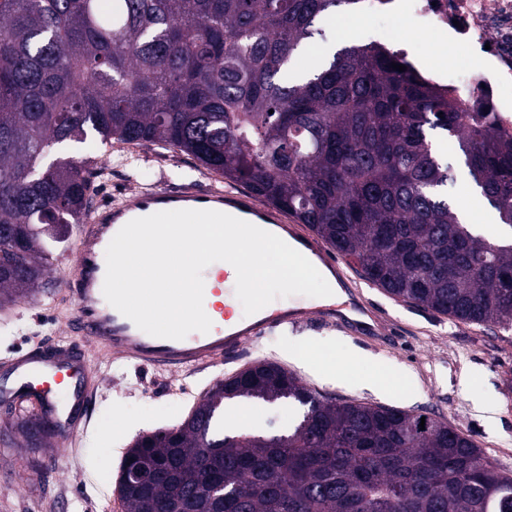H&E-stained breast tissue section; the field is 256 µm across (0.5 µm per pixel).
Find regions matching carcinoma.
Instances as JSON below:
<instances>
[{
  "mask_svg": "<svg viewBox=\"0 0 512 512\" xmlns=\"http://www.w3.org/2000/svg\"><path fill=\"white\" fill-rule=\"evenodd\" d=\"M354 0H0V303L48 285L112 143L176 149L309 227L362 277L460 322L512 328V238H483L448 200L456 171L512 230V140L391 63L342 46L301 73L318 26ZM306 408L286 434L224 431V401ZM425 429H420V422ZM148 480L123 483V470ZM124 512H512V474L463 432L382 405L320 399L274 362L139 438Z\"/></svg>",
  "mask_w": 512,
  "mask_h": 512,
  "instance_id": "cac0c4a2",
  "label": "carcinoma"
}]
</instances>
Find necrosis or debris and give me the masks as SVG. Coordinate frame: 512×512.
<instances>
[{
  "label": "necrosis or debris",
  "instance_id": "1",
  "mask_svg": "<svg viewBox=\"0 0 512 512\" xmlns=\"http://www.w3.org/2000/svg\"><path fill=\"white\" fill-rule=\"evenodd\" d=\"M359 14L409 16L425 40L422 55L404 59L423 79L452 90L465 112H487L497 133L512 136V0H356ZM461 64L443 69L444 50Z\"/></svg>",
  "mask_w": 512,
  "mask_h": 512
}]
</instances>
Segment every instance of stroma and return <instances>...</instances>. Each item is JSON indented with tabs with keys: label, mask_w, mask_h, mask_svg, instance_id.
<instances>
[{
	"label": "stroma",
	"mask_w": 512,
	"mask_h": 512,
	"mask_svg": "<svg viewBox=\"0 0 512 512\" xmlns=\"http://www.w3.org/2000/svg\"><path fill=\"white\" fill-rule=\"evenodd\" d=\"M95 162L105 170L92 186L97 196L144 184L224 183L184 154L155 145L115 143L103 147ZM140 168L148 180L137 177ZM68 259L67 253L58 255L50 287L0 308V326L9 327L0 334V512H123L114 482L133 441L177 427L207 391L259 361L283 365L325 400L389 405L437 418L470 436L494 470L512 474V330L459 322L395 300L366 281L361 291L385 329L380 336L353 335L338 320L313 315L248 342L224 363L174 373L96 355L85 344L99 377L89 407L92 424L69 446L49 443L31 452L14 423L24 405L9 396L20 380L3 362L42 344L72 343L64 323L70 309L53 302L63 288L60 266ZM380 373L394 379L391 392L369 385ZM480 402L495 407L493 421L477 410ZM303 412L295 403L260 401L245 411L236 401L225 404L224 420L236 429L283 434Z\"/></svg>",
	"instance_id": "obj_1"
}]
</instances>
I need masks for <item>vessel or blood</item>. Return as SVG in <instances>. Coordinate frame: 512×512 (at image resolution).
I'll return each instance as SVG.
<instances>
[{"label":"vessel or blood","mask_w":512,"mask_h":512,"mask_svg":"<svg viewBox=\"0 0 512 512\" xmlns=\"http://www.w3.org/2000/svg\"><path fill=\"white\" fill-rule=\"evenodd\" d=\"M179 209L215 210L232 215L291 243L320 265L325 275L333 277L341 271L320 242L248 191L222 187L131 189L121 192L116 200L95 202L83 224L76 228L73 258L63 290L74 308L69 323L73 335L116 358L143 367L178 371L221 363L251 339L302 319V310L274 302L253 315H235L236 293L228 287L229 274L224 270L218 271L215 279L204 282V293L212 298L204 308L212 321L205 334L193 332L182 340L153 337L111 306L103 295V283L105 252L113 237L132 219ZM344 291L348 299L341 308L355 314L353 326L361 328L362 317L371 316L372 311L354 281H346ZM11 370L25 385L33 379L66 383L70 390L66 407H59L52 395L37 394L29 399L30 411L40 417L53 416L61 426V441H73L86 431L90 417L82 408L92 398L95 380L80 359L64 350L42 356L22 353L15 358Z\"/></svg>","instance_id":"1"}]
</instances>
